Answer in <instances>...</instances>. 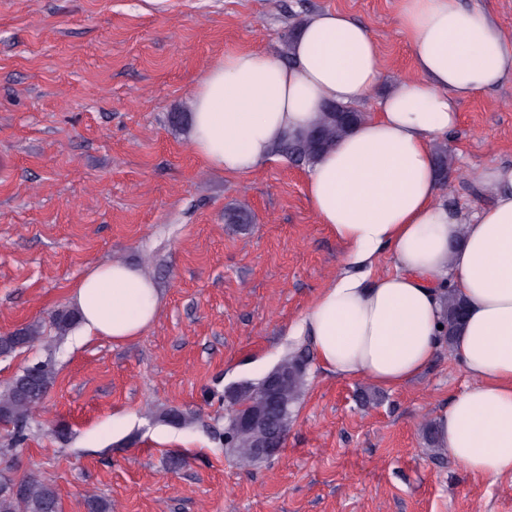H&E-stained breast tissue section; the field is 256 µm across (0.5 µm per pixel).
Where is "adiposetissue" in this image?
<instances>
[{
  "label": "adipose tissue",
  "mask_w": 512,
  "mask_h": 512,
  "mask_svg": "<svg viewBox=\"0 0 512 512\" xmlns=\"http://www.w3.org/2000/svg\"><path fill=\"white\" fill-rule=\"evenodd\" d=\"M400 22L416 77L397 83L308 170L312 206L346 262L295 332L336 375L395 389L434 358L442 296L454 291L467 317L451 350L476 383L433 421L434 442L472 473L512 476V167L468 170L490 199L471 211L441 201L432 155L463 99L512 81V49L489 15L459 0H402ZM290 57L241 51L206 72L190 137L208 164L254 171L326 103L360 104L382 76L376 43L339 11L304 21ZM387 248L395 270L374 275ZM72 305L83 336L122 343L156 320L160 296L138 267L102 264L77 284Z\"/></svg>",
  "instance_id": "adipose-tissue-1"
}]
</instances>
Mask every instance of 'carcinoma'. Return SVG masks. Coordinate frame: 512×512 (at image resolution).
I'll return each mask as SVG.
<instances>
[{"mask_svg":"<svg viewBox=\"0 0 512 512\" xmlns=\"http://www.w3.org/2000/svg\"><path fill=\"white\" fill-rule=\"evenodd\" d=\"M362 120V115L354 111L352 115L336 116V110L323 108L318 118L307 129L283 139L276 152L290 158L311 164L320 154L329 150L342 137L348 135ZM435 172L441 184L454 175L464 182L459 169L445 146L434 150ZM445 309V336L448 342L453 339L466 316L461 299L453 292L443 296ZM55 323L60 334H66L76 323L77 315L69 309H61L55 314ZM40 340L39 331L28 326L7 335L0 336V353L8 354L18 348L29 346ZM288 367V384L285 399L288 402L287 415H292L306 385V371L303 359L293 353L283 356ZM56 373L49 363L26 367L13 381L0 390V419L13 424L18 436H23L30 413L41 403L55 382ZM59 497L56 489L42 480L28 476L15 479L0 471V512H58Z\"/></svg>","mask_w":512,"mask_h":512,"instance_id":"1","label":"carcinoma"}]
</instances>
